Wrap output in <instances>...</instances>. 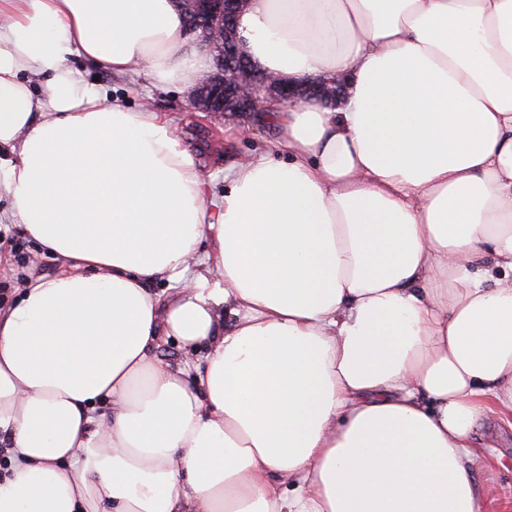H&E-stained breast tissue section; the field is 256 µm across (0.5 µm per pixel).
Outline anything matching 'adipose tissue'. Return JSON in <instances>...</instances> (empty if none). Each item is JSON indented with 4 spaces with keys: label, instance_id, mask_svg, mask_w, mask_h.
Segmentation results:
<instances>
[{
    "label": "adipose tissue",
    "instance_id": "1",
    "mask_svg": "<svg viewBox=\"0 0 512 512\" xmlns=\"http://www.w3.org/2000/svg\"><path fill=\"white\" fill-rule=\"evenodd\" d=\"M236 30L262 73L348 90L273 105L216 197L168 116L68 65L190 88L178 0H0V197L63 265L0 312V512H485L512 0H248Z\"/></svg>",
    "mask_w": 512,
    "mask_h": 512
}]
</instances>
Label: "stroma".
Listing matches in <instances>:
<instances>
[{
  "mask_svg": "<svg viewBox=\"0 0 512 512\" xmlns=\"http://www.w3.org/2000/svg\"><path fill=\"white\" fill-rule=\"evenodd\" d=\"M70 65L87 81L101 85L107 103H120L131 110L151 106L168 113L175 130L199 160L203 177L216 193L224 191V157L262 155L276 131L259 121L243 123L234 119L215 121L207 113L192 109L191 94L172 86H158L137 74L115 75L75 58ZM10 203L0 200V308L4 309L17 295V289L30 273L46 276L61 270L60 261L43 252L9 217ZM474 445L480 448L477 482L491 489L487 512H512V428L495 416H487L476 426Z\"/></svg>",
  "mask_w": 512,
  "mask_h": 512,
  "instance_id": "35a3bbf8",
  "label": "stroma"
}]
</instances>
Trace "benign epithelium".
<instances>
[{
	"label": "benign epithelium",
	"instance_id": "benign-epithelium-1",
	"mask_svg": "<svg viewBox=\"0 0 512 512\" xmlns=\"http://www.w3.org/2000/svg\"><path fill=\"white\" fill-rule=\"evenodd\" d=\"M247 0H193L189 32L213 59L214 69L198 88L194 108L218 120L227 114L255 119L270 101L297 105L309 99L333 103L344 93L341 78H305L294 84L258 72L241 51L236 37L237 14Z\"/></svg>",
	"mask_w": 512,
	"mask_h": 512
}]
</instances>
